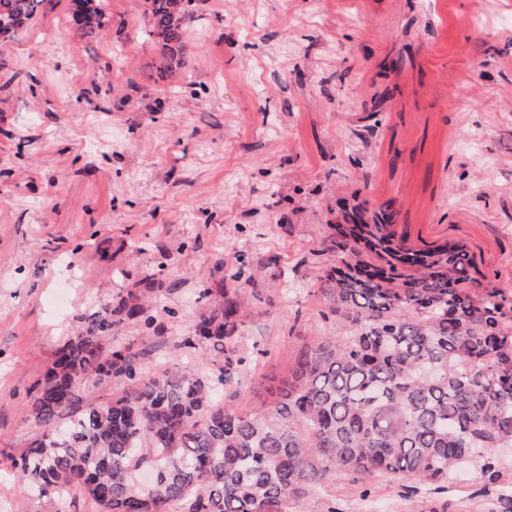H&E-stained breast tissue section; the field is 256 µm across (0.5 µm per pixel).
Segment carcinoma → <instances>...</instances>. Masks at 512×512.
<instances>
[{
	"label": "carcinoma",
	"mask_w": 512,
	"mask_h": 512,
	"mask_svg": "<svg viewBox=\"0 0 512 512\" xmlns=\"http://www.w3.org/2000/svg\"><path fill=\"white\" fill-rule=\"evenodd\" d=\"M45 0H0V36L38 15ZM83 40L109 26V0H76ZM196 0H144L148 36L164 50L160 78L185 64ZM327 250L340 266L321 277L343 334L310 346L275 398L250 412L219 406L224 375L176 366L143 371L110 347L112 299L100 304L34 386L29 417L42 426L12 467L41 497L80 494L97 512H290L309 491L346 471L361 478L446 483L482 460L499 477L494 448L512 447V292L480 274L468 252L446 243L406 246L394 216L331 224ZM214 308L182 338L236 357L237 301L204 289ZM125 317L151 324L132 292ZM132 388L83 401L91 382ZM155 470L157 490L136 481Z\"/></svg>",
	"instance_id": "obj_1"
}]
</instances>
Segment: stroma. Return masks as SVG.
<instances>
[{"label": "stroma", "mask_w": 512, "mask_h": 512, "mask_svg": "<svg viewBox=\"0 0 512 512\" xmlns=\"http://www.w3.org/2000/svg\"><path fill=\"white\" fill-rule=\"evenodd\" d=\"M122 36L71 37L46 0L0 37V458L39 433L30 392L104 297L138 290L151 326L112 345L137 366L223 372L221 405L270 402L272 380L338 335L317 278L354 205L391 208L407 242L462 245L512 290V0H200L185 66L160 79L143 0H110ZM238 364L181 340L237 259ZM471 461L446 488L345 472L296 512H512ZM0 512H95L0 471Z\"/></svg>", "instance_id": "stroma-1"}]
</instances>
